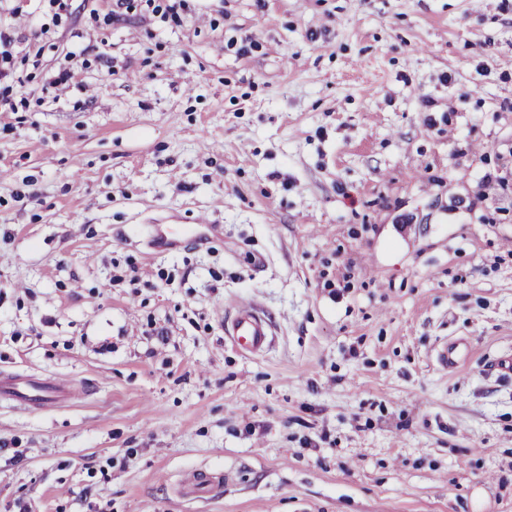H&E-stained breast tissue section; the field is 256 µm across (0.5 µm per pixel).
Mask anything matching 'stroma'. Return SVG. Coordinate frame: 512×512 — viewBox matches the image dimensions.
Wrapping results in <instances>:
<instances>
[{
    "label": "stroma",
    "mask_w": 512,
    "mask_h": 512,
    "mask_svg": "<svg viewBox=\"0 0 512 512\" xmlns=\"http://www.w3.org/2000/svg\"><path fill=\"white\" fill-rule=\"evenodd\" d=\"M167 4L0 0V512H512V0ZM14 32L10 28L0 26V79L10 75L13 58L12 49L15 43ZM234 343L246 353L263 351L270 336L269 324L250 308H239L227 330ZM75 391L71 383L62 380L55 383L48 380L5 381L2 386L0 382V399L29 406L61 401L71 397ZM222 487V474L199 471L188 481L184 495L189 498L216 496Z\"/></svg>",
    "instance_id": "1"
}]
</instances>
